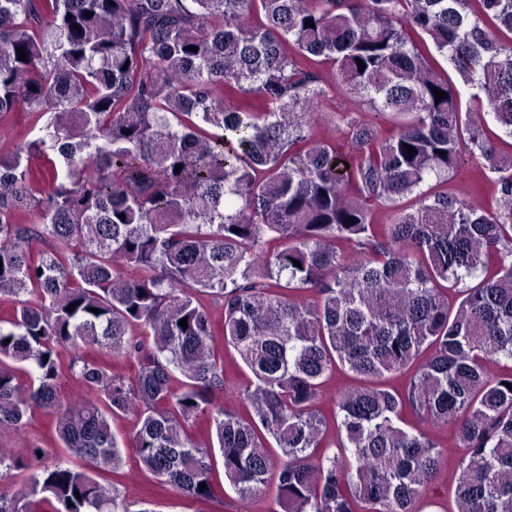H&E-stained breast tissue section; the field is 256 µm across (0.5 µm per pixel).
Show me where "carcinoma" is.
Segmentation results:
<instances>
[{"instance_id": "obj_1", "label": "carcinoma", "mask_w": 512, "mask_h": 512, "mask_svg": "<svg viewBox=\"0 0 512 512\" xmlns=\"http://www.w3.org/2000/svg\"><path fill=\"white\" fill-rule=\"evenodd\" d=\"M337 90L354 106L317 139ZM19 108L38 135L0 153V438L35 407L50 424L28 458L0 448L23 482L0 512H132L98 480L122 415L153 490L214 499L217 447L242 499L277 475L281 512H417L446 426L456 512H512V0H0V115ZM475 158L492 200L423 189ZM217 335L253 375L238 411ZM348 99L343 93L336 91V96H330L322 101L316 110V121L313 130L318 136L334 137L336 134L327 122V116L348 106Z\"/></svg>"}]
</instances>
